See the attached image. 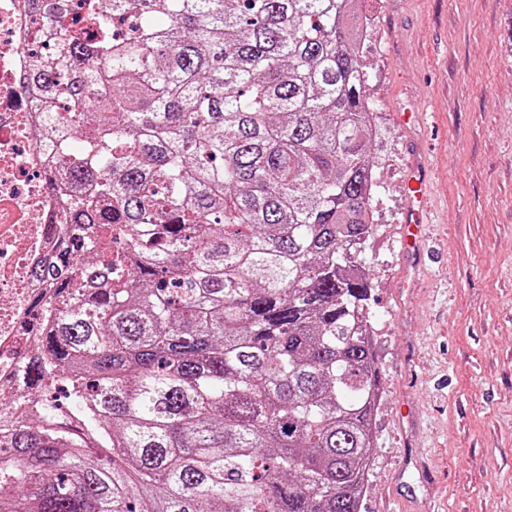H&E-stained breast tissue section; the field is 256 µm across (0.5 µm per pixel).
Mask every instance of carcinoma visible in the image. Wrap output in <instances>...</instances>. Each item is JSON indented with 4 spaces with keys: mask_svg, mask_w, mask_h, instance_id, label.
I'll return each mask as SVG.
<instances>
[{
    "mask_svg": "<svg viewBox=\"0 0 512 512\" xmlns=\"http://www.w3.org/2000/svg\"><path fill=\"white\" fill-rule=\"evenodd\" d=\"M76 14L32 72L74 187L26 385L57 380L0 436V512H360L382 382L358 0Z\"/></svg>",
    "mask_w": 512,
    "mask_h": 512,
    "instance_id": "carcinoma-1",
    "label": "carcinoma"
}]
</instances>
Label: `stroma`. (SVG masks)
<instances>
[{
	"label": "stroma",
	"mask_w": 512,
	"mask_h": 512,
	"mask_svg": "<svg viewBox=\"0 0 512 512\" xmlns=\"http://www.w3.org/2000/svg\"><path fill=\"white\" fill-rule=\"evenodd\" d=\"M359 6L378 107L367 256L383 385L360 512H512V0ZM419 148L430 252L411 292L400 228Z\"/></svg>",
	"instance_id": "1"
}]
</instances>
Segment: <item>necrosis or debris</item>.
Listing matches in <instances>:
<instances>
[{
	"mask_svg": "<svg viewBox=\"0 0 512 512\" xmlns=\"http://www.w3.org/2000/svg\"><path fill=\"white\" fill-rule=\"evenodd\" d=\"M73 20L70 13L41 17L32 0H0V394H8L15 422L28 415L36 394L18 373L37 359L53 308L52 292L35 271L58 253L68 185L65 169L39 141L42 100L30 61L50 56L55 32Z\"/></svg>",
	"mask_w": 512,
	"mask_h": 512,
	"instance_id": "4bbe7bcc",
	"label": "necrosis or debris"
}]
</instances>
